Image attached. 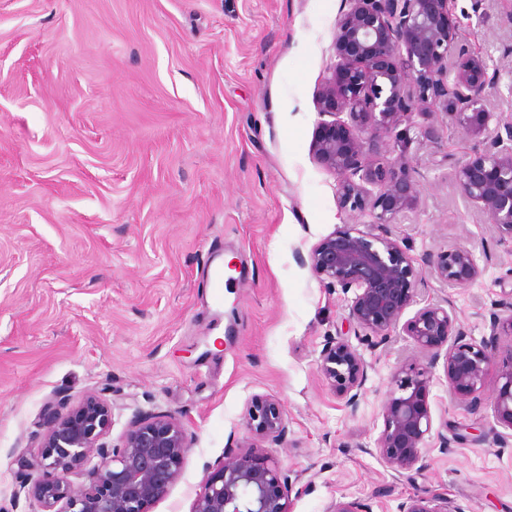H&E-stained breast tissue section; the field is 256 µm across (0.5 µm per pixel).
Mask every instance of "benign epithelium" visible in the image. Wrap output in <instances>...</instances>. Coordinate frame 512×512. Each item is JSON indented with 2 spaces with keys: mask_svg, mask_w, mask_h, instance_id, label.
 I'll use <instances>...</instances> for the list:
<instances>
[{
  "mask_svg": "<svg viewBox=\"0 0 512 512\" xmlns=\"http://www.w3.org/2000/svg\"><path fill=\"white\" fill-rule=\"evenodd\" d=\"M452 0H343L333 37L332 76L316 98L318 122L313 156L336 176V195L354 223L341 224L314 243L302 265L322 283L341 289L354 335L385 338L396 328L429 364L444 356L448 391L466 399L480 394L490 374L498 386L493 417L502 440L512 438V357L495 361L491 350L465 340L455 314L429 303L410 317L418 282L430 270L440 282L465 287L482 274L474 254L462 245L431 256L426 265L409 253L389 225L418 209L420 184L404 156L383 159L381 138L415 117L444 115L446 123L485 142L459 167L463 195L489 217L500 239L512 240V121L490 131L495 113L486 107L487 65L483 55L457 44ZM332 120L327 121L325 117ZM491 325L492 335L512 336V300ZM318 371L350 415H356L368 366L340 333L320 352ZM430 371L409 364L393 376L382 407L383 427L376 454L395 473L424 466L427 439L448 449V437L433 432ZM109 390L91 394L63 410L44 406L42 443L16 457L25 481L14 492L39 502L43 512H150L182 477L189 438L172 412H136L117 446L106 438L112 426ZM246 451L230 453L203 480L190 512H292L291 491L302 474L291 475L265 454L263 444L282 446L288 416L280 403L256 396L246 408ZM81 476L82 482L73 481ZM325 512H369L358 498H334ZM399 512H463L453 499L414 497Z\"/></svg>",
  "mask_w": 512,
  "mask_h": 512,
  "instance_id": "benign-epithelium-1",
  "label": "benign epithelium"
}]
</instances>
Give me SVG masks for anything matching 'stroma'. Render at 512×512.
Instances as JSON below:
<instances>
[{"label": "stroma", "mask_w": 512, "mask_h": 512, "mask_svg": "<svg viewBox=\"0 0 512 512\" xmlns=\"http://www.w3.org/2000/svg\"><path fill=\"white\" fill-rule=\"evenodd\" d=\"M342 0H0V512H40L15 497L14 462L37 447L48 400L102 388L108 445L133 413L170 411L191 438L181 479L151 512H190L207 469L246 436L255 396L279 401L301 472L293 512L361 499L399 512L443 494L465 512H512V440L497 437L489 377L479 397L448 392L431 369L426 465L395 474L373 444L402 365L423 363L398 333L354 336L368 363L356 416L317 369L347 329L340 289L297 259L337 225L336 177L313 157L315 97L335 59ZM458 44L480 48L491 111L512 113V0H456ZM422 188L391 227L418 258L456 241L483 273L449 288L423 274L418 297L449 300L464 336L512 357L492 335L512 294V243L463 197L458 168L484 144L456 128L437 142L402 131ZM234 258L224 306L206 300L210 259Z\"/></svg>", "instance_id": "obj_1"}]
</instances>
